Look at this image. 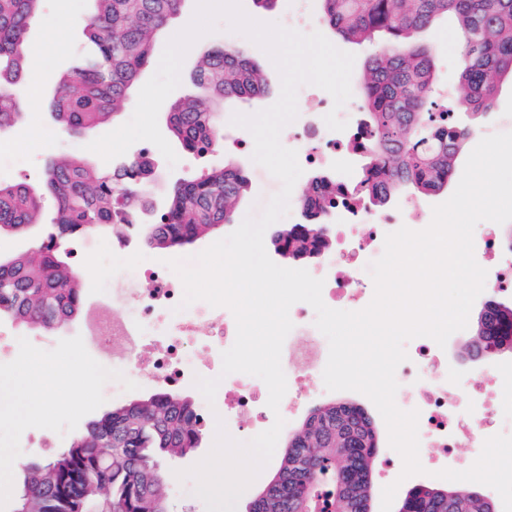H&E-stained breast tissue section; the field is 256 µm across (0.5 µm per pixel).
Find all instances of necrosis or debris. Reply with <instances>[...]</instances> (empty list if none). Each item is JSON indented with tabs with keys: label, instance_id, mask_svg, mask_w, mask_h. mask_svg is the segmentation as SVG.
Returning <instances> with one entry per match:
<instances>
[{
	"label": "necrosis or debris",
	"instance_id": "obj_1",
	"mask_svg": "<svg viewBox=\"0 0 512 512\" xmlns=\"http://www.w3.org/2000/svg\"><path fill=\"white\" fill-rule=\"evenodd\" d=\"M301 99L303 110L287 146L296 150L302 169L334 166L337 155L368 141L370 132L361 127L355 106L335 107L333 97L316 87L304 91ZM333 110L347 122L345 136H337L324 121ZM344 190L346 205L323 226L334 249L318 259L310 273L323 279L322 298L328 307L357 311L373 298L374 284L367 267L382 255L386 235L404 226L421 229L427 214L410 198L387 210L372 209L357 199L351 179L346 180ZM115 213L126 232L112 239L104 255L113 274L100 288L119 312L129 342L125 359L113 369L97 371L104 391H119L129 378L178 386L199 375L220 374L222 353L236 338L233 314L202 300L182 306V282L167 266L131 263L146 233L144 219L122 198ZM474 256L487 271L486 291L512 294V246L504 244L501 225L487 221L476 226ZM289 317L293 328L281 352L287 391L278 410L268 407V389L261 379L233 373L224 375V390L216 394L213 404H202L201 426H208L212 413L218 411L224 415L227 433L235 437L243 423L259 431L275 417L292 416L300 408L308 397L307 381L316 382L323 376L329 343L317 329L316 313L309 304L295 303ZM405 349L408 358L396 370L395 401L402 410L420 413L419 459L425 469L447 468L461 448L468 451L466 464H473L485 439L499 433L512 436L511 375L498 367L457 374L448 367L446 350L427 337L407 341Z\"/></svg>",
	"mask_w": 512,
	"mask_h": 512
}]
</instances>
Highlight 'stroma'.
Segmentation results:
<instances>
[{
  "instance_id": "stroma-1",
  "label": "stroma",
  "mask_w": 512,
  "mask_h": 512,
  "mask_svg": "<svg viewBox=\"0 0 512 512\" xmlns=\"http://www.w3.org/2000/svg\"><path fill=\"white\" fill-rule=\"evenodd\" d=\"M91 8L90 0H44L40 17L30 22L26 42L31 64L27 84L20 92L24 112L9 135V155L0 161V184L10 185L19 181L38 184L47 161L59 153L85 155L90 161L99 162V155L87 153V145L131 118L132 109H125L113 121L96 127L82 138L70 139L62 134L59 126L45 111L44 100L48 91L55 86L61 74L71 70L77 60L88 55L91 50L83 33V18ZM61 14L66 16V23L53 28L44 25V17ZM426 42L439 60L438 88L453 87V74L457 69L456 30L453 22L441 23L427 34ZM221 45L246 48L250 57L259 63L269 82V90L264 96L227 102L224 107L225 116H232L236 112L252 114L277 101L281 81L270 57L244 35L230 31L227 22L220 19L216 22L215 32L197 40L187 52L181 69L180 84L159 110V128H166L167 114L172 104L190 90V73L197 54ZM470 128L469 142L473 145L478 144L487 130H512L511 83L506 82L500 86L493 109L484 117L471 121ZM172 148L179 158L178 163L172 166L167 160H160L156 177L147 192L148 199L157 203L165 200L177 179L198 172L195 156L188 154L180 143H173ZM226 162L244 172L248 179V190L238 205L233 222L225 224L223 229L217 231L216 237L220 239L232 233L237 223L242 222L246 216H259L268 200L281 189L280 181L255 163L251 153L218 151L210 159L214 166ZM84 329L85 318L80 315L68 325L48 332L47 337L58 352L75 351L78 360L84 364L94 360L108 364L123 353L124 345L119 341L85 345ZM53 385L57 407L45 420L25 430L16 429L0 420V451L5 453L7 460L22 463L46 460L65 448L75 433L112 407L159 390L158 385L129 379L119 393L110 397L91 394L83 412L74 414L66 409L73 396L72 370L54 375ZM213 442V431H206L198 448L190 456L162 460L161 469L166 477L170 512H206L203 501L193 493V480L177 479L176 473L202 460L210 452Z\"/></svg>"
}]
</instances>
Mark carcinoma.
I'll return each instance as SVG.
<instances>
[{"label":"carcinoma","instance_id":"1","mask_svg":"<svg viewBox=\"0 0 512 512\" xmlns=\"http://www.w3.org/2000/svg\"><path fill=\"white\" fill-rule=\"evenodd\" d=\"M44 0H0V137L20 114L18 91L28 63L26 33ZM83 31L93 55L60 79L46 110L69 137H79L129 105L141 72L153 62L156 35L183 0H92ZM327 26L372 53L362 86L364 125L371 139L362 156V194L384 205L403 190L448 189L470 128L432 100L438 62L415 37L441 19L457 23V110H491L501 82L512 78V0H320ZM192 86L210 100L251 99L267 92L258 64L244 50L219 46L196 62ZM220 111L189 95L167 117L171 135L190 154L204 156L220 139ZM143 165L96 167L72 155L50 160L41 185H0V236L28 239L41 223L44 195L52 198L51 234L112 231L117 195L141 203ZM248 182L230 164L177 182L157 211L146 245L176 249L230 222ZM337 181L316 176L301 198L314 224H292L273 244L285 259L310 261L332 246L319 215L334 209ZM84 273L53 244H32L0 257V320L42 329L66 326L81 308ZM512 352V303L492 295L478 313L466 354L475 359ZM204 429L195 404L163 392L114 407L72 437L46 461L24 465L10 512H168L162 457L198 448ZM380 430L359 404L334 400L311 410L288 434L273 479L288 485V501L270 497L264 512H363L374 496ZM411 512H497L495 503L461 486L411 488Z\"/></svg>","mask_w":512,"mask_h":512}]
</instances>
